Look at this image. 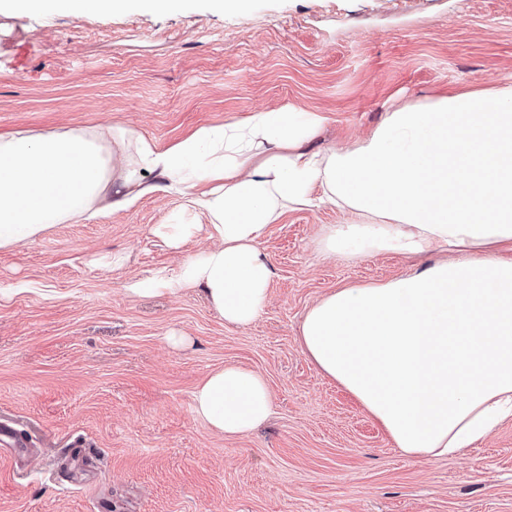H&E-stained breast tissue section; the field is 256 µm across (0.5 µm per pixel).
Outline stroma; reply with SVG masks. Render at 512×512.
Here are the masks:
<instances>
[{
	"mask_svg": "<svg viewBox=\"0 0 512 512\" xmlns=\"http://www.w3.org/2000/svg\"><path fill=\"white\" fill-rule=\"evenodd\" d=\"M512 82V0H184L76 18L0 12V133L121 127L158 149L285 107L324 119L314 150L362 144L387 114ZM177 194L63 223L0 250V410L36 448L0 457V512H512V418L448 458L403 454L304 353L319 298L423 270L432 256L340 258L347 207L291 209L257 243L270 298L226 324L198 288L130 294L204 250L161 224L207 223ZM235 364L262 374L271 419L210 429L192 396ZM197 229V224H163L158 232L166 238L171 245L177 247L185 240L194 236Z\"/></svg>",
	"mask_w": 512,
	"mask_h": 512,
	"instance_id": "obj_1",
	"label": "stroma"
}]
</instances>
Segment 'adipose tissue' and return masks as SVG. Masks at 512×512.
Listing matches in <instances>:
<instances>
[{
    "mask_svg": "<svg viewBox=\"0 0 512 512\" xmlns=\"http://www.w3.org/2000/svg\"><path fill=\"white\" fill-rule=\"evenodd\" d=\"M132 2L11 0L77 17ZM322 122L258 110L163 151L114 127L0 134V250L145 194L180 192L208 216L215 247L176 276L159 272L129 290L200 287L225 323L244 326L268 299L270 268L256 243L288 209L333 204L364 216L330 230L335 255L457 249L463 259L329 294L306 313L300 341L404 454L458 453L512 415V260L487 252L512 243V83L390 112L354 149H306ZM204 143L212 156L198 166ZM145 172L156 181L142 182ZM192 407L212 430L243 437L269 419L273 399L261 375L228 364L196 388Z\"/></svg>",
    "mask_w": 512,
    "mask_h": 512,
    "instance_id": "adipose-tissue-1",
    "label": "adipose tissue"
}]
</instances>
